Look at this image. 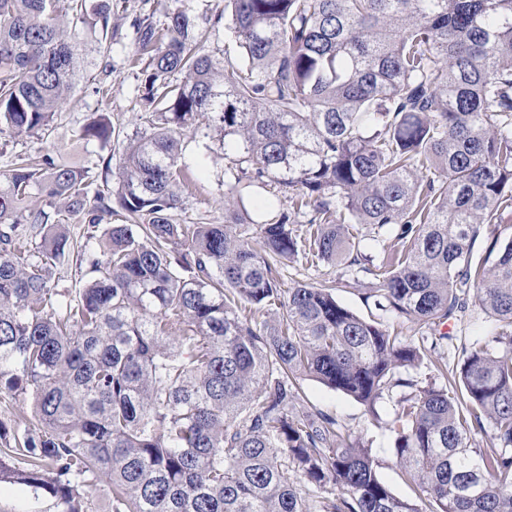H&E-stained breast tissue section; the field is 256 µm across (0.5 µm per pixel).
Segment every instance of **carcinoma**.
Returning a JSON list of instances; mask_svg holds the SVG:
<instances>
[{
	"label": "carcinoma",
	"instance_id": "1",
	"mask_svg": "<svg viewBox=\"0 0 512 512\" xmlns=\"http://www.w3.org/2000/svg\"><path fill=\"white\" fill-rule=\"evenodd\" d=\"M224 20L235 60L206 52L189 8L138 27L152 111L117 190L48 155L0 179V394L30 397L39 427L0 422V485L36 512H94L103 479L110 512H512V238H492L489 267L472 257L512 212V0H224ZM87 30L112 38V0H0V135L51 127ZM111 110L79 139L108 146ZM189 129L222 142V224L175 222ZM268 182L293 211L255 221L244 199ZM73 223L98 250L59 290ZM358 224L399 226L369 297L419 343L325 282L280 288L287 261L357 264ZM472 307L496 326L450 377L447 336L427 333ZM426 361L430 382L402 377ZM305 378L369 406L409 389L386 428L415 499L305 410ZM487 426L490 452L472 446ZM495 224H486L484 237L477 240L473 248V256L478 260H484L487 258L488 253L486 252L487 237L492 235L499 236L500 239H506L512 235V213H504ZM76 256L77 252L75 254L72 253L68 261L57 263L51 267V283L56 288H79L87 279V276H85L86 266L84 263L82 266H79Z\"/></svg>",
	"mask_w": 512,
	"mask_h": 512
}]
</instances>
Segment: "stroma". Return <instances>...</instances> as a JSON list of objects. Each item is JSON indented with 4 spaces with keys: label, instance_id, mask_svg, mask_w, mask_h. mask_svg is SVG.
I'll use <instances>...</instances> for the list:
<instances>
[{
    "label": "stroma",
    "instance_id": "35a3bbf8",
    "mask_svg": "<svg viewBox=\"0 0 512 512\" xmlns=\"http://www.w3.org/2000/svg\"><path fill=\"white\" fill-rule=\"evenodd\" d=\"M112 23L116 34L110 41H102L94 34H86L76 48L78 69L75 90L49 132L34 137L0 135V175L11 169L17 156L40 152L57 159L81 165H94L100 150L96 143L76 140V131L91 118L97 98L94 88L106 91L112 103V125L121 136L136 128L145 112L140 91L141 77L129 59L135 47L136 19L152 17L162 22L165 12L191 8L202 28L210 32L207 51L223 58L231 42L223 22L217 16L224 9V0H112ZM181 160L192 171V195L183 210L177 211L178 221H190L206 216L209 222L224 221V150L218 140L187 132L181 144ZM284 284L336 282L337 301L368 321L380 318L379 311L367 297L372 278L364 272H351L345 267L308 264L297 261L282 270ZM487 319L479 309L447 322L444 326L450 339L444 348L449 366H456L458 349L464 342L484 333ZM302 404L310 412L323 413L336 419L352 441L370 448L377 463L379 477L400 498L413 497L414 490L401 476L393 451L394 439L382 424L388 421L397 402L382 399L373 406L363 405L342 392L321 383L305 379L301 382Z\"/></svg>",
    "mask_w": 512,
    "mask_h": 512
}]
</instances>
